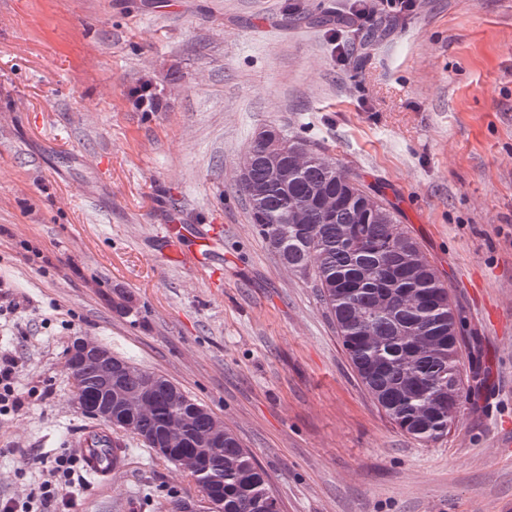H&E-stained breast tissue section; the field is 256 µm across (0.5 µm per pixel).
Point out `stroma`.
<instances>
[{"instance_id": "1", "label": "stroma", "mask_w": 512, "mask_h": 512, "mask_svg": "<svg viewBox=\"0 0 512 512\" xmlns=\"http://www.w3.org/2000/svg\"><path fill=\"white\" fill-rule=\"evenodd\" d=\"M0 0V498L75 483L71 512L203 506L132 434L122 467L48 464L93 420L65 368L88 336L210 408L282 512H512V0ZM325 14L374 28L317 25ZM151 80L163 102L135 108ZM391 203L486 370L443 438L400 431L356 378L316 288L249 222L237 164L266 127ZM180 215L187 254H165ZM19 367L17 358L9 354L0 355V386L1 389L13 397L12 404L16 410H21L25 404L24 399L20 395H15V389L12 386L19 373Z\"/></svg>"}]
</instances>
